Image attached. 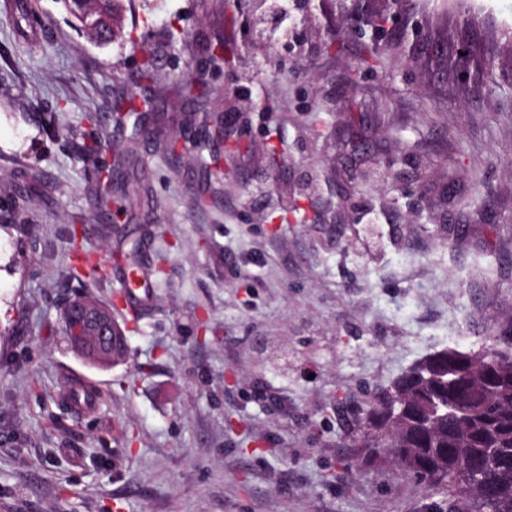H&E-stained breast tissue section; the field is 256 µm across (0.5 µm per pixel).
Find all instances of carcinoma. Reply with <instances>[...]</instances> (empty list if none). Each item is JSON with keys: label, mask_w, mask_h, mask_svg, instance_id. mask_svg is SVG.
Instances as JSON below:
<instances>
[{"label": "carcinoma", "mask_w": 512, "mask_h": 512, "mask_svg": "<svg viewBox=\"0 0 512 512\" xmlns=\"http://www.w3.org/2000/svg\"><path fill=\"white\" fill-rule=\"evenodd\" d=\"M120 0H98L90 21L109 35ZM125 123L136 97L115 104ZM356 465L396 463L404 474L472 512H512V335L479 353L439 351L400 376L390 390L358 407Z\"/></svg>", "instance_id": "carcinoma-1"}]
</instances>
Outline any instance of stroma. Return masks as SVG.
<instances>
[{"label": "stroma", "mask_w": 512, "mask_h": 512, "mask_svg": "<svg viewBox=\"0 0 512 512\" xmlns=\"http://www.w3.org/2000/svg\"><path fill=\"white\" fill-rule=\"evenodd\" d=\"M123 7L104 45L60 0L0 11V512H443L394 464L347 468L352 411L512 333V0H304L284 31L253 0ZM82 294L122 364L73 351Z\"/></svg>", "instance_id": "35a3bbf8"}]
</instances>
